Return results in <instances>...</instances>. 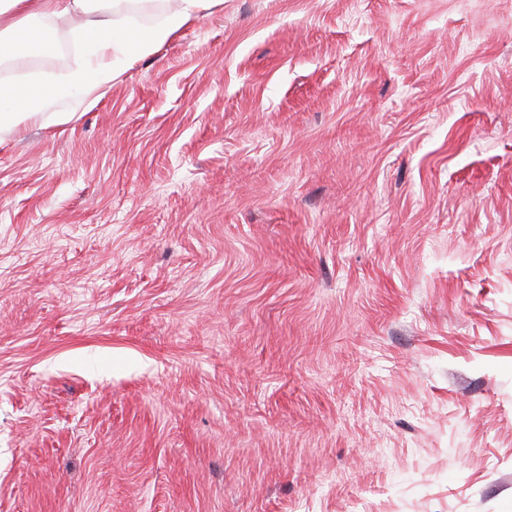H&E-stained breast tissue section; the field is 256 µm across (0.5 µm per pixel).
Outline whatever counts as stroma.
I'll return each mask as SVG.
<instances>
[{
  "label": "stroma",
  "mask_w": 512,
  "mask_h": 512,
  "mask_svg": "<svg viewBox=\"0 0 512 512\" xmlns=\"http://www.w3.org/2000/svg\"><path fill=\"white\" fill-rule=\"evenodd\" d=\"M0 80L61 78L71 18ZM0 140V512H512V0H224Z\"/></svg>",
  "instance_id": "1"
}]
</instances>
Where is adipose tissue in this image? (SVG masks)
Listing matches in <instances>:
<instances>
[{"label": "adipose tissue", "mask_w": 512, "mask_h": 512, "mask_svg": "<svg viewBox=\"0 0 512 512\" xmlns=\"http://www.w3.org/2000/svg\"><path fill=\"white\" fill-rule=\"evenodd\" d=\"M215 2L174 0L159 24L144 28L130 16L117 14V0H0V60L28 53L31 36L39 32L32 19L66 15L80 18L74 36L82 58L81 64L58 82H1L0 135L46 113L53 122L69 121V114L51 110L58 98H70L78 105L92 101L111 87L126 64L199 21Z\"/></svg>", "instance_id": "1"}]
</instances>
